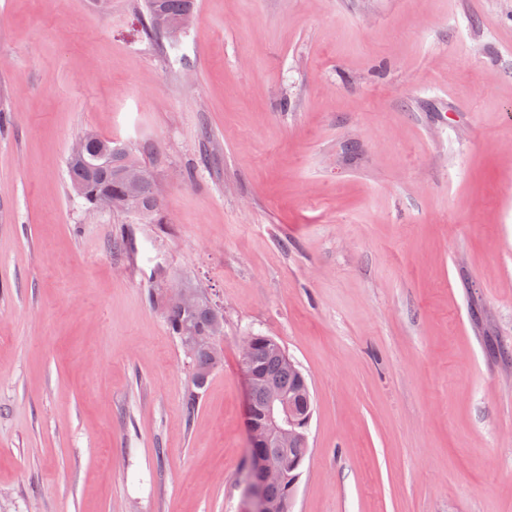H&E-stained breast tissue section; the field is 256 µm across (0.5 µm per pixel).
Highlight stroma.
Returning a JSON list of instances; mask_svg holds the SVG:
<instances>
[{"label": "stroma", "mask_w": 512, "mask_h": 512, "mask_svg": "<svg viewBox=\"0 0 512 512\" xmlns=\"http://www.w3.org/2000/svg\"><path fill=\"white\" fill-rule=\"evenodd\" d=\"M143 13L0 0V512H239L252 333L313 395L292 512H512V0ZM88 131L163 223L74 196ZM160 268L224 312L191 412ZM146 12L144 15L145 27L156 38L171 39L169 28L171 21L177 20L183 15L195 13L194 0H146ZM189 16H183L171 26L173 36L183 32L191 24Z\"/></svg>", "instance_id": "35a3bbf8"}]
</instances>
